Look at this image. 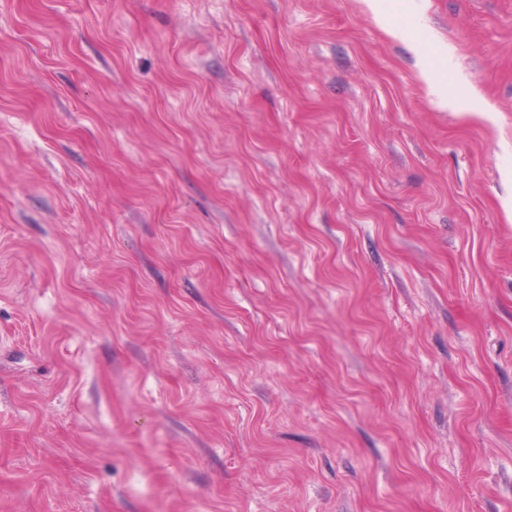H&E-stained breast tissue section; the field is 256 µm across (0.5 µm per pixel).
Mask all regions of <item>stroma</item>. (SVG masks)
<instances>
[{
	"mask_svg": "<svg viewBox=\"0 0 512 512\" xmlns=\"http://www.w3.org/2000/svg\"><path fill=\"white\" fill-rule=\"evenodd\" d=\"M380 4L0 0V512H512V0Z\"/></svg>",
	"mask_w": 512,
	"mask_h": 512,
	"instance_id": "stroma-1",
	"label": "stroma"
}]
</instances>
